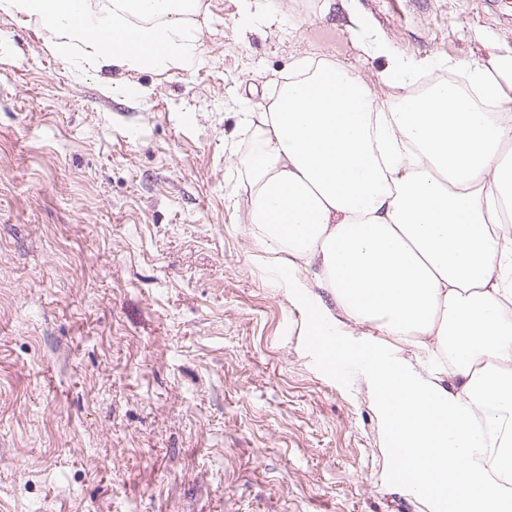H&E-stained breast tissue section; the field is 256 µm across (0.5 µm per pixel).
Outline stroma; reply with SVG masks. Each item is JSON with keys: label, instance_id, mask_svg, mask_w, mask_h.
Returning a JSON list of instances; mask_svg holds the SVG:
<instances>
[{"label": "stroma", "instance_id": "1", "mask_svg": "<svg viewBox=\"0 0 512 512\" xmlns=\"http://www.w3.org/2000/svg\"><path fill=\"white\" fill-rule=\"evenodd\" d=\"M165 70L0 12V512H429L366 367L331 368L247 219L241 114L306 58L466 79L512 0H200Z\"/></svg>", "mask_w": 512, "mask_h": 512}]
</instances>
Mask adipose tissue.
Segmentation results:
<instances>
[{"mask_svg": "<svg viewBox=\"0 0 512 512\" xmlns=\"http://www.w3.org/2000/svg\"><path fill=\"white\" fill-rule=\"evenodd\" d=\"M198 0H0L47 48L93 68L164 70L197 52ZM421 59L392 61L381 99L331 61L298 60L273 101L244 112L249 221L282 268L309 271L336 304L306 297L328 364L365 358L387 449L432 512H512V58L469 71L480 96L445 82L418 93ZM381 335L452 352L422 371L376 346L336 342L337 314Z\"/></svg>", "mask_w": 512, "mask_h": 512, "instance_id": "ef3b65f1", "label": "adipose tissue"}]
</instances>
